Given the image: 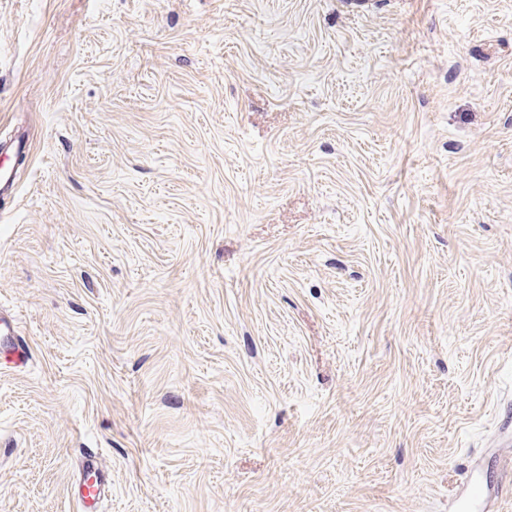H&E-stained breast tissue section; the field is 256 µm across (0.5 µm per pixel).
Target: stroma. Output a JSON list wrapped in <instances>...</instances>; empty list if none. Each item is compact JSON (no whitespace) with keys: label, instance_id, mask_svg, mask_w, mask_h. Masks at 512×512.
Masks as SVG:
<instances>
[{"label":"stroma","instance_id":"35a3bbf8","mask_svg":"<svg viewBox=\"0 0 512 512\" xmlns=\"http://www.w3.org/2000/svg\"><path fill=\"white\" fill-rule=\"evenodd\" d=\"M0 0V512H456L512 454V0ZM27 144L17 139L12 141L8 146L0 147V156L3 160L0 163V193H11L14 189L13 169L8 162L22 153L26 154ZM0 353L3 358L10 356L12 360H6V364L23 366L30 360L29 349L18 331V319L16 315L9 317L0 313ZM84 477L77 483L72 496L80 512H96L104 493L102 488L110 483V475L99 462L96 453H88L83 462ZM92 481H90V479Z\"/></svg>","mask_w":512,"mask_h":512}]
</instances>
